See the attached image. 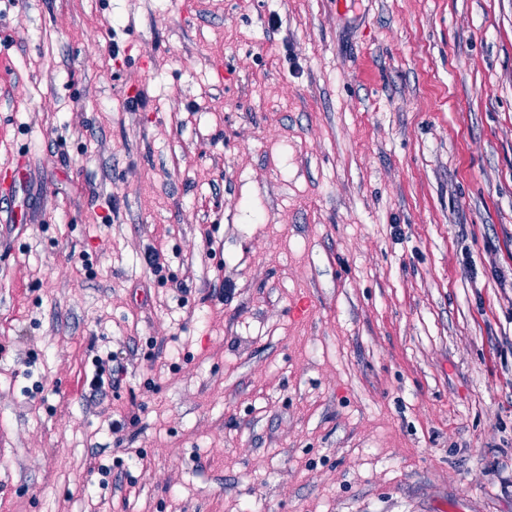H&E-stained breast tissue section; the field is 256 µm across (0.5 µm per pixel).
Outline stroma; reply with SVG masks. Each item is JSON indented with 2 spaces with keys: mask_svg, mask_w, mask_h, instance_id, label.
<instances>
[{
  "mask_svg": "<svg viewBox=\"0 0 512 512\" xmlns=\"http://www.w3.org/2000/svg\"><path fill=\"white\" fill-rule=\"evenodd\" d=\"M21 156L0 512H512V0H0ZM111 363V364H110ZM96 367V373L92 378L89 386L93 392V397L101 393L103 395V388L105 386L104 374L108 373V385L112 388V383L116 384L120 381V375L123 373L122 366L117 365L115 368L112 367V355H107L106 360L102 358H96L94 360Z\"/></svg>",
  "mask_w": 512,
  "mask_h": 512,
  "instance_id": "1",
  "label": "stroma"
}]
</instances>
